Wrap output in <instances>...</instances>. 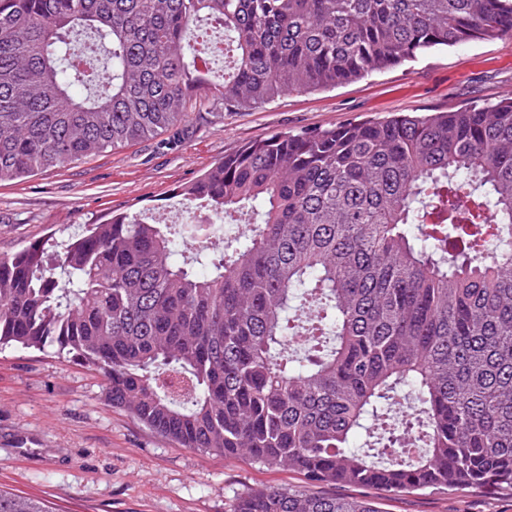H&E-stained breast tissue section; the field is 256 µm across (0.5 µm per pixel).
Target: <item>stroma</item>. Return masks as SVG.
<instances>
[{
    "instance_id": "obj_1",
    "label": "stroma",
    "mask_w": 512,
    "mask_h": 512,
    "mask_svg": "<svg viewBox=\"0 0 512 512\" xmlns=\"http://www.w3.org/2000/svg\"><path fill=\"white\" fill-rule=\"evenodd\" d=\"M512 87V37L432 51L324 92H292L246 110L210 104L205 119L19 181L0 183V254L117 213L180 205L178 187L240 146L400 112L497 103ZM290 471L192 451L109 406L101 377L52 350L0 349V489L50 512H231L242 493L303 486ZM382 512H512V495L417 491Z\"/></svg>"
}]
</instances>
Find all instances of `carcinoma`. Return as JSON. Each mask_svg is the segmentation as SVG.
Segmentation results:
<instances>
[{"label": "carcinoma", "mask_w": 512, "mask_h": 512, "mask_svg": "<svg viewBox=\"0 0 512 512\" xmlns=\"http://www.w3.org/2000/svg\"><path fill=\"white\" fill-rule=\"evenodd\" d=\"M224 29V73L183 44ZM512 34V0H0V183L431 50ZM151 217L0 257V348L97 371L182 448L310 483L512 491V96L276 133ZM255 214L219 247L202 226ZM498 225L485 256L486 225ZM0 512H46L0 490ZM232 512H379L254 489Z\"/></svg>", "instance_id": "1"}]
</instances>
